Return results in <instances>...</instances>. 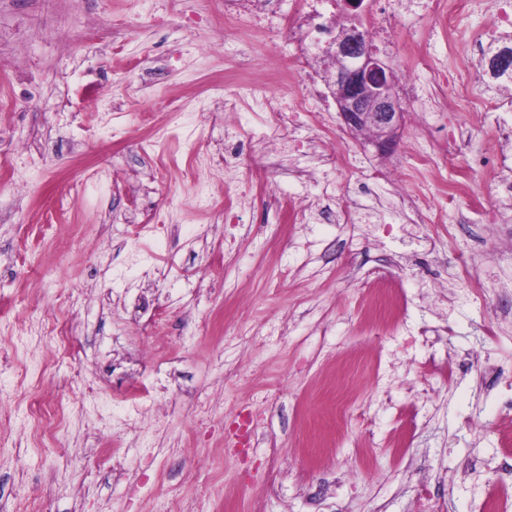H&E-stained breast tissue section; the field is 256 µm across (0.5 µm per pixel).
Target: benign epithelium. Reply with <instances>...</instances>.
Wrapping results in <instances>:
<instances>
[{"label": "benign epithelium", "instance_id": "obj_1", "mask_svg": "<svg viewBox=\"0 0 512 512\" xmlns=\"http://www.w3.org/2000/svg\"><path fill=\"white\" fill-rule=\"evenodd\" d=\"M328 56L335 65L330 84L344 124L353 133L371 132L379 151H391L404 110L390 66L357 29L336 34L328 47Z\"/></svg>", "mask_w": 512, "mask_h": 512}]
</instances>
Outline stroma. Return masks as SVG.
Masks as SVG:
<instances>
[{
    "label": "stroma",
    "instance_id": "35a3bbf8",
    "mask_svg": "<svg viewBox=\"0 0 512 512\" xmlns=\"http://www.w3.org/2000/svg\"><path fill=\"white\" fill-rule=\"evenodd\" d=\"M283 53L226 38L220 0H0V337L44 316L0 371V512H422L424 487L512 512V142L488 149L512 90L474 67L496 111L448 90L388 154L304 113L281 138L315 148L245 167L228 224L224 148L269 134L235 91L263 57L282 93ZM459 138L439 177L418 165ZM62 324L80 355L53 362Z\"/></svg>",
    "mask_w": 512,
    "mask_h": 512
}]
</instances>
